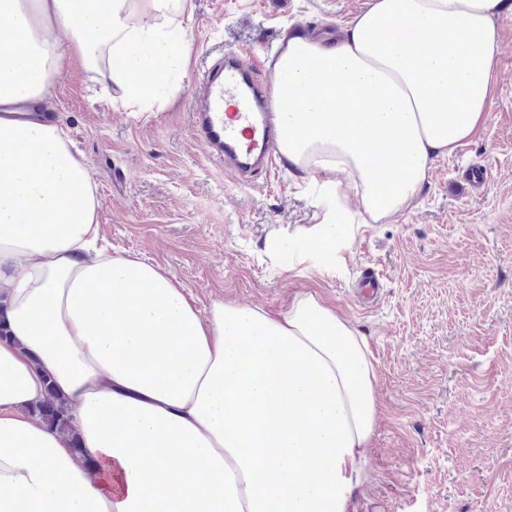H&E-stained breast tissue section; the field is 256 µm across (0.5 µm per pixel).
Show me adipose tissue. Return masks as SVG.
<instances>
[{
	"mask_svg": "<svg viewBox=\"0 0 512 512\" xmlns=\"http://www.w3.org/2000/svg\"><path fill=\"white\" fill-rule=\"evenodd\" d=\"M184 3L0 0V103L103 55L121 100H166ZM502 8L370 0L340 39L283 36L278 151L332 201L305 259L398 213L484 127ZM97 207L58 123L0 121V512H355L378 420L365 336L312 293L202 314L158 265L96 250ZM49 387L72 434L30 412Z\"/></svg>",
	"mask_w": 512,
	"mask_h": 512,
	"instance_id": "adipose-tissue-1",
	"label": "adipose tissue"
}]
</instances>
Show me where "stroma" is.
<instances>
[{
    "label": "stroma",
    "instance_id": "1",
    "mask_svg": "<svg viewBox=\"0 0 512 512\" xmlns=\"http://www.w3.org/2000/svg\"><path fill=\"white\" fill-rule=\"evenodd\" d=\"M368 0H187L186 67L151 109L113 103L111 73L72 63L46 103L96 188L100 244L159 265L195 299L287 310L312 292L367 339L380 415L355 490L356 512H512V0L498 18L485 128L434 160L418 196L362 224L328 270L304 261L299 231L325 203L309 177L277 163L238 182L192 131L198 76L240 52L271 78L292 27L342 36ZM482 167L475 190L462 178ZM380 272L376 306L352 289Z\"/></svg>",
    "mask_w": 512,
    "mask_h": 512
}]
</instances>
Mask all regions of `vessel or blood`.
Returning <instances> with one entry per match:
<instances>
[{"label": "vessel or blood", "mask_w": 512, "mask_h": 512, "mask_svg": "<svg viewBox=\"0 0 512 512\" xmlns=\"http://www.w3.org/2000/svg\"><path fill=\"white\" fill-rule=\"evenodd\" d=\"M271 95L268 81L238 55L219 56L203 72L194 135L225 171L245 177L274 166L280 115Z\"/></svg>", "instance_id": "vessel-or-blood-1"}]
</instances>
